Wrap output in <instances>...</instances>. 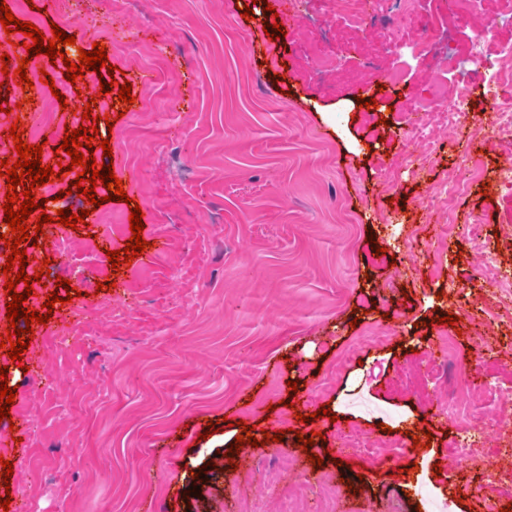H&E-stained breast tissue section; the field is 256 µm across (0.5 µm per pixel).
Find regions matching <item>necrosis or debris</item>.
<instances>
[{
    "mask_svg": "<svg viewBox=\"0 0 512 512\" xmlns=\"http://www.w3.org/2000/svg\"><path fill=\"white\" fill-rule=\"evenodd\" d=\"M388 2L321 0L323 11L345 19L352 32L363 34L380 24L388 26L391 32L388 59L393 69L406 68L410 60L417 58L429 62L428 95L414 111L403 113V123L409 128L408 136L391 162L384 166L385 177L394 176L396 170L412 160H426L436 147L437 131L473 126L470 75L474 72L481 73L484 94L491 104L493 135L490 146L512 145V49H501L493 54L485 52L483 43L489 31V20L480 7L481 0H429V7L420 18L421 34L409 41L400 36L397 25L392 24ZM454 18H466L472 23L471 48L462 59L438 47ZM480 174L479 160L468 155L446 181L430 187L418 200L426 223H435L437 215L447 213L449 197L464 193ZM467 232L474 250L483 259L482 285L492 289L497 306L512 325V273L502 272L498 267L495 247L479 234L477 226H469ZM447 390L440 408L458 428V437L448 449L464 464L477 465L479 440L470 430L468 408L464 402L465 397L473 393L474 386L465 365H455Z\"/></svg>",
    "mask_w": 512,
    "mask_h": 512,
    "instance_id": "necrosis-or-debris-1",
    "label": "necrosis or debris"
}]
</instances>
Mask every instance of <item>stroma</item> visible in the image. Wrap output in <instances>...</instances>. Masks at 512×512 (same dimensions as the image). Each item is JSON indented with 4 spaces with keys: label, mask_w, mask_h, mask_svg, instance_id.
<instances>
[{
    "label": "stroma",
    "mask_w": 512,
    "mask_h": 512,
    "mask_svg": "<svg viewBox=\"0 0 512 512\" xmlns=\"http://www.w3.org/2000/svg\"><path fill=\"white\" fill-rule=\"evenodd\" d=\"M4 2L45 39L57 26L106 46L116 84L91 98L93 114L106 120L92 145L98 167H113L128 196L107 200L99 185L103 203L92 207L70 191L73 171L52 182L61 200L35 194L47 215L85 214L67 235L76 245L94 239L103 260L67 273L72 298L57 289L55 273H44L23 307L40 310L57 293L50 320L22 362L0 348V367L17 379L12 408L35 421L21 445L0 447V459L13 465L10 481H0L11 512H197L193 488L213 467L224 475L209 491L211 512H279L281 486L318 484L341 464L351 474L339 483L337 512H386L396 498L408 512H433L437 494L452 512L512 505V462L495 455L493 404L473 408L485 466L466 470L448 451L457 429L436 409L449 369L419 386L402 374L412 354H438L451 336L455 359L481 383L512 387V330H502V357L491 359L475 351L480 327L465 319L481 304L464 287L482 264L461 228L480 217L491 239L512 225L496 153L483 156L482 178L450 203L456 227L436 276L427 256L433 231L414 203L474 153L470 132L441 133L428 171L410 166L389 186L378 174L405 135L400 113L427 95L423 64L411 61L381 120L352 106L357 80L318 78L296 47L297 18H275L258 0H135L121 9L113 0ZM274 22L284 30L277 40L264 32ZM254 38L263 54L242 55ZM3 53L10 63L0 95L11 96L18 66L47 72L55 90L38 105L40 124L74 127L59 100L81 90L67 81L64 63L26 57L0 28ZM144 69L158 77L146 100L134 82ZM128 81L126 106L118 94ZM131 136L139 144L133 155L125 149ZM133 203L148 248L115 267L106 254L126 248ZM105 215L124 224L120 237L101 235ZM166 249L169 262L152 266ZM95 306L107 314L86 324ZM449 314L455 324L443 323ZM302 397L309 403L301 409ZM301 411L308 422L297 420ZM228 422L272 439L232 456L209 447L207 426ZM386 427L433 440L373 466L336 439L353 429L377 439ZM305 437L312 447L302 446Z\"/></svg>",
    "instance_id": "1"
}]
</instances>
